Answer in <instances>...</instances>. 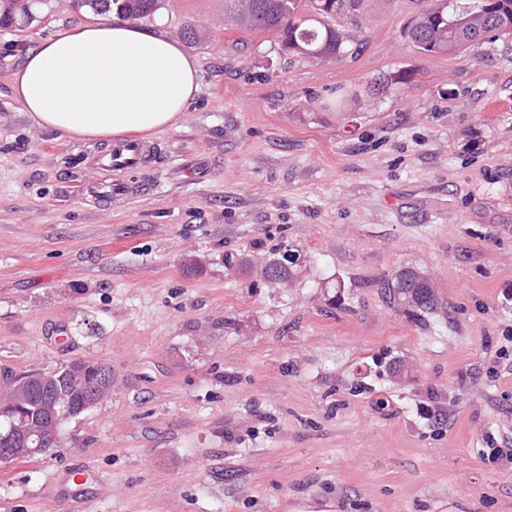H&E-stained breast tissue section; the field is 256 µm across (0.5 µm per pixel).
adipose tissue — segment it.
<instances>
[{
    "mask_svg": "<svg viewBox=\"0 0 512 512\" xmlns=\"http://www.w3.org/2000/svg\"><path fill=\"white\" fill-rule=\"evenodd\" d=\"M13 86L39 127L101 145L179 126L199 89L181 44L116 17L40 41Z\"/></svg>",
    "mask_w": 512,
    "mask_h": 512,
    "instance_id": "adipose-tissue-1",
    "label": "adipose tissue"
}]
</instances>
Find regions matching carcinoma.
<instances>
[{"label":"carcinoma","mask_w":512,"mask_h":512,"mask_svg":"<svg viewBox=\"0 0 512 512\" xmlns=\"http://www.w3.org/2000/svg\"><path fill=\"white\" fill-rule=\"evenodd\" d=\"M30 0H0V27L13 23L15 15L29 14ZM79 6L102 14L114 11L135 20L148 18L159 10L161 0H76ZM364 0H230L231 12L238 26L247 31H273L282 47L291 53L317 60H331L347 53L346 43L355 39L335 27V18L356 16ZM505 18L512 24V0H441L437 7L413 17L406 26V37L425 53L461 56L480 45H492L501 39L495 22ZM268 267L276 275L266 279L280 284L294 278L297 265L270 260ZM393 297L411 312L434 309L435 295L427 278L407 269L398 273L389 285ZM96 381V362L71 360L57 372H35L15 377L26 386L28 395L9 413L29 432L48 426L50 411L44 397L56 389L66 392L77 415L86 390ZM14 459L47 455L30 449L20 437L12 445Z\"/></svg>","instance_id":"cac0c4a2"}]
</instances>
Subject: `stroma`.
Returning <instances> with one entry per match:
<instances>
[{
	"instance_id": "35a3bbf8",
	"label": "stroma",
	"mask_w": 512,
	"mask_h": 512,
	"mask_svg": "<svg viewBox=\"0 0 512 512\" xmlns=\"http://www.w3.org/2000/svg\"><path fill=\"white\" fill-rule=\"evenodd\" d=\"M436 4L365 0L336 21L358 55L314 61L224 0H162L144 24L199 33V92L116 203L71 161L99 145L12 88L95 13L31 0L0 28V370L112 369L61 447L0 464V512H512L485 454L512 441V42L419 52L403 27ZM408 267L419 317L384 290ZM420 274V276L418 275ZM394 299L397 298L400 305L411 312H428L434 309L435 295L427 278L419 271L407 269L398 273L391 285L388 286ZM404 294L411 296L410 301H405Z\"/></svg>"
}]
</instances>
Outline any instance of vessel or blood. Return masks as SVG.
Instances as JSON below:
<instances>
[{"mask_svg": "<svg viewBox=\"0 0 512 512\" xmlns=\"http://www.w3.org/2000/svg\"><path fill=\"white\" fill-rule=\"evenodd\" d=\"M150 147L139 140L119 141L102 154L89 158V165L98 174V180L90 189L91 195L105 198L123 196L129 193L128 184L112 179V172L137 167L146 157Z\"/></svg>", "mask_w": 512, "mask_h": 512, "instance_id": "b4317fda", "label": "vessel or blood"}]
</instances>
